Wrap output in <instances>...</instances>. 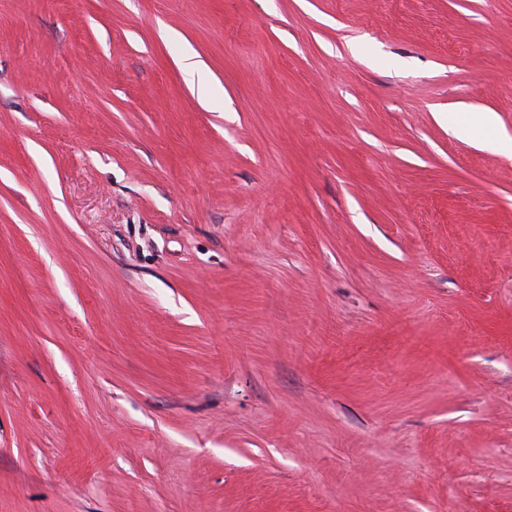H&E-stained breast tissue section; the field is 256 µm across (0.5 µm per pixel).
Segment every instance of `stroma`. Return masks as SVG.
Returning a JSON list of instances; mask_svg holds the SVG:
<instances>
[{
  "mask_svg": "<svg viewBox=\"0 0 512 512\" xmlns=\"http://www.w3.org/2000/svg\"><path fill=\"white\" fill-rule=\"evenodd\" d=\"M507 95L512 0H0V512H512Z\"/></svg>",
  "mask_w": 512,
  "mask_h": 512,
  "instance_id": "1",
  "label": "stroma"
}]
</instances>
